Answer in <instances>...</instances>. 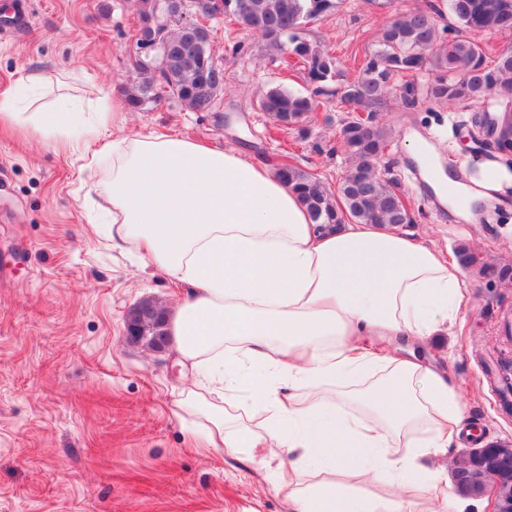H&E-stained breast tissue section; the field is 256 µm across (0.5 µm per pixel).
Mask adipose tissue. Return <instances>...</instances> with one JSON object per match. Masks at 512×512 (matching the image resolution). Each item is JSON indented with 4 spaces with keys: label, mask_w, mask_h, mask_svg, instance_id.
Here are the masks:
<instances>
[{
    "label": "adipose tissue",
    "mask_w": 512,
    "mask_h": 512,
    "mask_svg": "<svg viewBox=\"0 0 512 512\" xmlns=\"http://www.w3.org/2000/svg\"><path fill=\"white\" fill-rule=\"evenodd\" d=\"M57 91L50 104L0 96V123L47 147L117 130L99 150L112 171L97 185L112 207V246L138 248L190 291L170 327L192 377L174 414L205 451H288L294 460L275 481L292 512H482L483 500L442 492V471L428 464L461 437L468 399L449 373L401 347L456 322L457 261L384 224L316 231L261 161L177 134L122 135L125 104L102 93L85 114L65 82ZM412 152L465 223H481L480 205H512L505 163L477 161L460 200L430 149ZM310 472L318 480L305 481ZM374 480L385 493L362 490Z\"/></svg>",
    "instance_id": "ef3b65f1"
}]
</instances>
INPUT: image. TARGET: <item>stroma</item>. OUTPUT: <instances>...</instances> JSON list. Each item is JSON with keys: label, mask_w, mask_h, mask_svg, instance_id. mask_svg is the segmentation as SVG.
I'll return each instance as SVG.
<instances>
[{"label": "stroma", "mask_w": 512, "mask_h": 512, "mask_svg": "<svg viewBox=\"0 0 512 512\" xmlns=\"http://www.w3.org/2000/svg\"><path fill=\"white\" fill-rule=\"evenodd\" d=\"M412 2L380 11L347 0L305 36L335 55L339 81H351L381 24ZM136 24L133 0H0V93L52 99L51 88L21 83L39 71L62 76L88 110L98 91L122 97ZM211 41L226 72L218 111L165 100L129 112L126 134L174 132L263 161L285 157L337 188L347 168L336 139L346 112L330 101L307 135L275 128L257 112L259 97L277 85L307 92L305 71L285 68L282 51L218 20ZM447 116L440 104L391 101L378 114L394 131L383 162L408 190L411 231L451 256L466 246L480 259L463 270L464 315L428 337L424 354L466 391L481 438L508 439L512 395L499 377L512 378V288L491 284L481 269L512 262V223L451 217L416 172L413 140L432 144L444 168L474 154L468 128L435 140ZM86 163V148L53 152L0 126V512H291L287 490L274 486L288 455L258 469L242 455L203 452L172 415L189 381L172 351L130 341L125 317L145 299L174 313L185 291L145 267L136 249H113L111 206L96 189L110 164Z\"/></svg>", "instance_id": "stroma-1"}]
</instances>
